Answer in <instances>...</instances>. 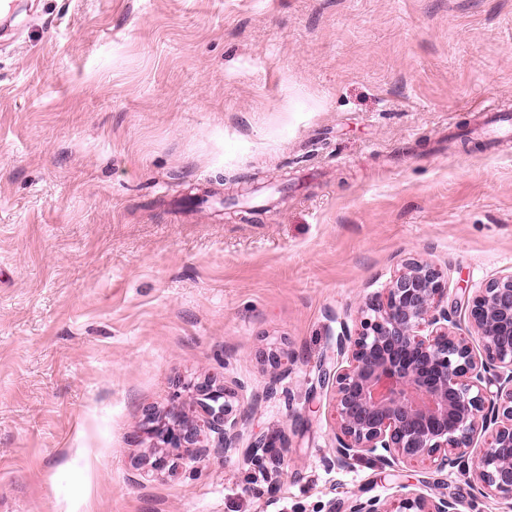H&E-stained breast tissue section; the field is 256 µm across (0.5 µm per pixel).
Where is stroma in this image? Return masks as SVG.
I'll use <instances>...</instances> for the list:
<instances>
[{"mask_svg": "<svg viewBox=\"0 0 512 512\" xmlns=\"http://www.w3.org/2000/svg\"><path fill=\"white\" fill-rule=\"evenodd\" d=\"M505 117L512 0H28L0 34V512H347L439 477L512 512L426 459L328 467L318 380L404 259L452 299L512 271ZM208 378L239 449L134 468ZM282 430L271 484L245 449Z\"/></svg>", "mask_w": 512, "mask_h": 512, "instance_id": "stroma-1", "label": "stroma"}]
</instances>
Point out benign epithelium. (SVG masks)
Here are the masks:
<instances>
[{
    "mask_svg": "<svg viewBox=\"0 0 512 512\" xmlns=\"http://www.w3.org/2000/svg\"><path fill=\"white\" fill-rule=\"evenodd\" d=\"M474 350L455 334L442 273L422 258L403 260L383 292L360 308L359 326L340 323L337 356L346 365L324 373L334 387L337 427L328 465L350 466L372 459L395 469L421 457L443 472L470 476L473 488L494 486L512 497V271L464 297ZM496 390H491V387ZM235 390L207 380L197 397L168 417L150 416L140 428L151 453L137 465L149 471L176 470L174 450L189 448L193 459L210 449L228 454L242 439ZM491 432L485 445L474 440ZM288 445L255 437L249 459L268 479L288 478ZM457 499L408 490L397 512H460ZM348 512H390L381 496H355Z\"/></svg>",
    "mask_w": 512,
    "mask_h": 512,
    "instance_id": "1",
    "label": "benign epithelium"
}]
</instances>
